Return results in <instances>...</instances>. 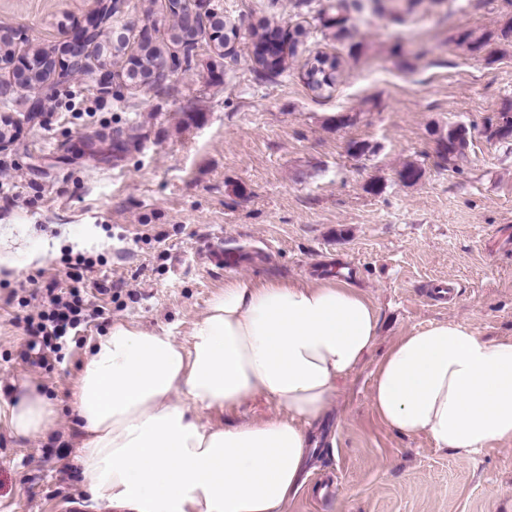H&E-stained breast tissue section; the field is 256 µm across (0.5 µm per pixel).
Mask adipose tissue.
<instances>
[{
  "label": "adipose tissue",
  "mask_w": 512,
  "mask_h": 512,
  "mask_svg": "<svg viewBox=\"0 0 512 512\" xmlns=\"http://www.w3.org/2000/svg\"><path fill=\"white\" fill-rule=\"evenodd\" d=\"M378 326L369 299L338 278L228 280L182 341L113 323L75 384L91 500L114 512H285L304 482L307 429ZM257 395L278 416L229 427L199 419ZM371 405L391 431L427 434L463 460L512 442V340L492 343L455 321L412 329L376 367ZM55 423L35 388L16 394L14 437L48 435Z\"/></svg>",
  "instance_id": "obj_1"
}]
</instances>
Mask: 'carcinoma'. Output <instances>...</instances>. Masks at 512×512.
<instances>
[{"mask_svg": "<svg viewBox=\"0 0 512 512\" xmlns=\"http://www.w3.org/2000/svg\"><path fill=\"white\" fill-rule=\"evenodd\" d=\"M126 0H111V3L102 7V22L112 25L115 18L120 16L125 8ZM361 8L359 0H334L331 9L336 12L333 22L322 24L324 29H334L332 37L343 39L347 33L346 22L348 14ZM307 32L301 28L294 34L288 35V52H283L282 31L278 28H265L256 34L253 50V69L267 74H281L287 69L286 57H295L298 47L302 44V38ZM237 37L234 25L228 17L224 16L223 4L218 2L212 5L211 13L206 22L199 24L194 30H188L183 25L173 23L162 39L153 48L141 46L132 47L130 37L125 35L119 39L108 42L92 40L89 45L87 62L79 71L87 80L101 70H109L122 79L126 86H138L152 74L157 57L174 45L181 48V52L174 54L172 69L182 68L190 71L197 66L195 61L196 49L199 44L207 39L212 42L211 50L218 57H224V45ZM495 38V32L486 31L475 37L469 32L460 34L459 41L466 43L474 51L481 50ZM17 52L15 36L0 34V64L8 65L13 62ZM25 56L41 63L45 59L51 62L38 70L35 75V83L55 87L68 82L71 71L57 70L54 61L53 50L40 44L29 43L26 45ZM307 66L304 78L306 85L315 94L322 96L324 92H330L336 86L340 78L341 61L335 55L324 53L316 54L305 63ZM484 134L489 139L507 140L512 138V101L505 102L499 110L496 119H488L484 126ZM444 142L441 157L450 162L464 161L470 149L468 130L461 126L448 128L447 136L440 138Z\"/></svg>", "mask_w": 512, "mask_h": 512, "instance_id": "obj_1", "label": "carcinoma"}]
</instances>
